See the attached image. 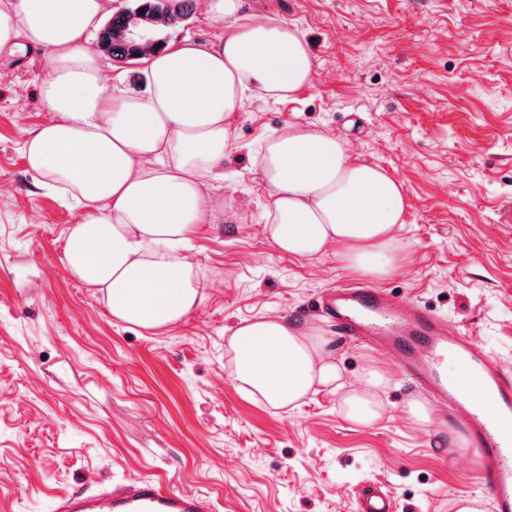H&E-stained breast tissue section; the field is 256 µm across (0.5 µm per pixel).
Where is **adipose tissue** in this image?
Wrapping results in <instances>:
<instances>
[{
  "mask_svg": "<svg viewBox=\"0 0 512 512\" xmlns=\"http://www.w3.org/2000/svg\"><path fill=\"white\" fill-rule=\"evenodd\" d=\"M112 0H0V50H41L39 93L50 118L24 141L38 186L79 213L66 236L69 274L99 289L114 319L144 329L180 322L203 284L181 249L223 214L231 122L244 99L287 97L310 85L315 61L296 26L258 20L249 0H206L214 41L188 39L141 57L148 93L128 92L89 45ZM265 228L281 253L312 259L335 250L345 267L381 279L403 263L394 231L409 206L400 182L335 134L291 124L257 158ZM318 330L264 315L228 339L241 389L271 407L296 406L314 387L341 385ZM384 370L366 366L344 399L346 420L382 416Z\"/></svg>",
  "mask_w": 512,
  "mask_h": 512,
  "instance_id": "1",
  "label": "adipose tissue"
}]
</instances>
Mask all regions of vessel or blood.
<instances>
[{
	"instance_id": "b4317fda",
	"label": "vessel or blood",
	"mask_w": 512,
	"mask_h": 512,
	"mask_svg": "<svg viewBox=\"0 0 512 512\" xmlns=\"http://www.w3.org/2000/svg\"><path fill=\"white\" fill-rule=\"evenodd\" d=\"M339 333L392 357L403 376L452 417H463L481 466L482 496L491 512H512V370L479 351L472 336L385 290L339 286L318 303ZM202 496L163 488L150 476L115 488L76 489L55 502V512H212ZM351 512H397L381 485L363 488Z\"/></svg>"
}]
</instances>
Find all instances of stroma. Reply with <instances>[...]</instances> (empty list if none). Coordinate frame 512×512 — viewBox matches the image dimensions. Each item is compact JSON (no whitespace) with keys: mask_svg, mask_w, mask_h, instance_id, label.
Here are the masks:
<instances>
[{"mask_svg":"<svg viewBox=\"0 0 512 512\" xmlns=\"http://www.w3.org/2000/svg\"><path fill=\"white\" fill-rule=\"evenodd\" d=\"M257 19L304 35L310 86L246 99L224 164L237 221L201 224L186 253L198 308L150 332L116 321L61 262L77 213L37 188L22 142L44 122L35 50L0 58V512H53L77 487L150 475L217 512H350L384 482L399 512H456L481 493L474 453L437 445L452 418L408 422L415 391L390 356L341 338L314 301L356 280L335 252L280 254L261 218L258 147L291 124L348 138L409 199L407 263L376 287L467 330L512 368V0H251ZM264 314L319 327L345 389L377 362L383 416L347 421L344 391L317 388L275 409L242 390L228 338Z\"/></svg>","mask_w":512,"mask_h":512,"instance_id":"35a3bbf8","label":"stroma"}]
</instances>
